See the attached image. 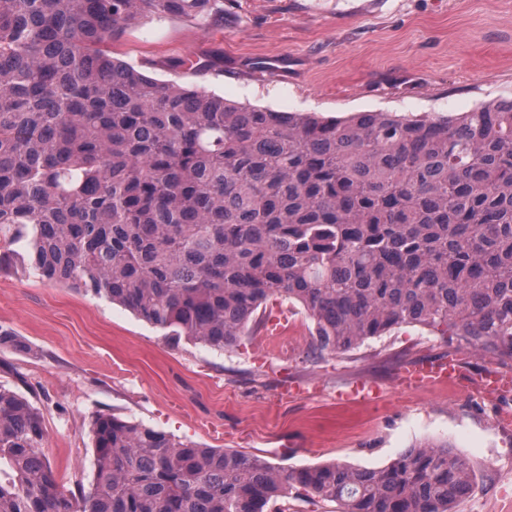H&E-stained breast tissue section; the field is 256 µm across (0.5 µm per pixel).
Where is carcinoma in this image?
I'll return each instance as SVG.
<instances>
[{
  "mask_svg": "<svg viewBox=\"0 0 512 512\" xmlns=\"http://www.w3.org/2000/svg\"><path fill=\"white\" fill-rule=\"evenodd\" d=\"M224 0H0V271L104 297L174 340L237 345L271 300L319 352L418 324L512 364V100L409 119L274 112L160 82L105 50ZM95 469L59 482L43 417L0 384V512H454L448 443L381 468L288 470L111 414Z\"/></svg>",
  "mask_w": 512,
  "mask_h": 512,
  "instance_id": "carcinoma-1",
  "label": "carcinoma"
}]
</instances>
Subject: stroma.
Wrapping results in <instances>:
<instances>
[{
    "mask_svg": "<svg viewBox=\"0 0 512 512\" xmlns=\"http://www.w3.org/2000/svg\"><path fill=\"white\" fill-rule=\"evenodd\" d=\"M165 82L170 65L206 63L186 81L277 112L344 118L394 112L435 118L512 98V0H224L222 24L170 17L124 30L108 45ZM301 336L250 330L224 351L165 338L120 305L12 268L0 272V384L42 413L62 484L89 483L90 421L109 413L208 448L284 468L336 461L379 468L416 444L448 442L472 470L458 512H512V395L466 384L401 388L410 364L448 355L471 375L498 366L484 352L419 325L340 353ZM360 381L370 400L345 394Z\"/></svg>",
    "mask_w": 512,
    "mask_h": 512,
    "instance_id": "obj_1",
    "label": "stroma"
}]
</instances>
